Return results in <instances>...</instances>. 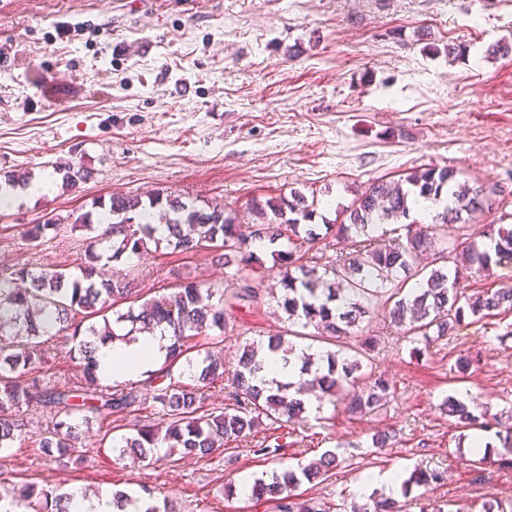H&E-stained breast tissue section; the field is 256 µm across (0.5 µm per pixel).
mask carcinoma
I'll list each match as a JSON object with an SVG mask.
<instances>
[{
	"mask_svg": "<svg viewBox=\"0 0 512 512\" xmlns=\"http://www.w3.org/2000/svg\"><path fill=\"white\" fill-rule=\"evenodd\" d=\"M86 178L84 170L68 166L63 169L62 188L71 190ZM447 200L442 211L432 216V223L411 230L405 224V241L378 243L367 228L383 224H404L411 218L413 205L420 198ZM98 213H83L72 227L93 233L83 258L75 268H54L38 274L26 267L0 269V450L26 434V423L4 413H16L24 405L40 403L54 409L56 421L40 433L39 447L47 456L63 455L76 447L80 427L87 413L105 407L123 413L143 404L142 392L132 384L115 388L97 374L95 352L108 340L126 339L142 329L165 326L172 336L168 362L163 374L156 376L152 401L157 418L137 425L135 432L111 438L110 448L119 455L132 454L146 459L160 448L183 456L211 455L229 441L242 440L261 425L262 418L291 421L305 411L290 393L291 384L266 386L260 377L264 370L262 350L283 360L293 353V345L283 335L268 337L262 346L249 343L242 347L237 368L231 378V407H210L199 392V384L208 385L224 378L223 350L198 349L192 342L206 331L218 329L226 334L224 307H233L256 297L255 252L252 247L265 241L287 242V248L274 250L271 256L280 266V279L272 288L280 289L278 307L292 326H313L327 343L343 347L365 317L374 313L382 294H388L383 317L403 335L429 349L435 341L450 335L455 327L472 316L491 317L494 312H512V288L493 292L466 294L461 282L470 274L489 276L493 267L512 261V228L501 226L489 234V242L469 238L465 249L448 245V225L462 231L470 217L483 207L480 192L471 190L456 179L452 169L426 168L413 171L397 181L378 180L357 193L346 208V220L327 225V234L353 243L346 254L297 255L298 247L314 243L319 233L306 227L314 215V203L301 193L279 201L268 199L252 203L256 216L250 234L239 230L238 216L223 206L203 211L192 203L175 197L155 194L143 200L138 196L112 194L107 200L94 202ZM159 212L167 234L156 235L151 219ZM61 229V219L50 224H30L25 235L31 242L41 241L51 230ZM166 247L176 253H189L203 247L219 252L218 259L237 262L236 286L227 293L223 288L183 281L171 292L144 301L139 308L121 311L137 290L130 274L104 269L125 255L146 252L149 245ZM438 251L441 265L432 269L420 265L424 252ZM112 312L107 317L105 312ZM89 325H84V322ZM71 330V352L81 362L79 378L70 386L44 389L33 376L36 366L47 353L52 332ZM376 346L370 335L361 341L358 356L349 359L336 351L299 357L300 373L312 376L310 385L318 389L319 402L335 404L338 396H348V413L366 415L378 408L389 395V383L374 379L355 390L356 373L363 368L362 359ZM188 382H183V379ZM448 416L463 427L489 428L478 425L467 404L450 396L443 402ZM499 466L512 468V431L497 434ZM339 459L331 451L306 465L283 468L271 479L253 481L250 497L260 501H280V512H326L321 506L296 501L295 491L302 481L315 480L334 470ZM435 471L415 470L402 483V493L413 487L428 488L441 481ZM6 495L23 502L44 501L53 512H70L72 496L55 495L36 482H25ZM354 512H398L391 498H368Z\"/></svg>",
	"mask_w": 512,
	"mask_h": 512,
	"instance_id": "carcinoma-1",
	"label": "carcinoma"
}]
</instances>
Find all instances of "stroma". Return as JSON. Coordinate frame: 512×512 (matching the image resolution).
Masks as SVG:
<instances>
[{"label": "stroma", "mask_w": 512, "mask_h": 512, "mask_svg": "<svg viewBox=\"0 0 512 512\" xmlns=\"http://www.w3.org/2000/svg\"><path fill=\"white\" fill-rule=\"evenodd\" d=\"M456 45L466 53L454 54ZM67 165L88 172L76 192L0 208V267L75 265L86 231L66 228L34 244L26 226L92 210L113 193L163 192L245 218L253 198L299 191L315 198L321 225L338 219L358 188L429 167L454 168L480 190L485 209L470 232L512 226V0H0V178L36 182ZM256 253L257 300L225 310V333L197 339L223 342L230 370L240 345L288 327L267 293L279 270L269 251ZM120 265L133 269L145 300L185 278L228 288L235 272L206 248L151 249ZM371 328L372 373L391 386L371 414L350 415L340 400L295 423L263 420L207 457L134 464L95 442L131 432L153 415L152 403L122 415L99 409L78 448L54 458L38 446L53 413L35 403L23 411L27 435L0 453V490L27 481L60 493L147 487L176 512H279L242 490L226 497L224 487L330 449L336 469L299 487L330 512H353L362 476L394 468L443 475L422 498L400 499L403 512L512 502V468L487 467L476 481L473 431L441 407L463 392L512 420V313L465 319L420 354L382 319ZM70 348L66 335L51 340L35 371L41 384L77 376ZM466 353L481 362L461 377L456 360ZM384 430L391 440L374 447Z\"/></svg>", "instance_id": "35a3bbf8"}]
</instances>
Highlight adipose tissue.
<instances>
[{"instance_id":"ef3b65f1","label":"adipose tissue","mask_w":512,"mask_h":512,"mask_svg":"<svg viewBox=\"0 0 512 512\" xmlns=\"http://www.w3.org/2000/svg\"><path fill=\"white\" fill-rule=\"evenodd\" d=\"M170 344L169 334L157 330L104 343L96 352L98 374L109 382L147 375L164 361Z\"/></svg>"}]
</instances>
